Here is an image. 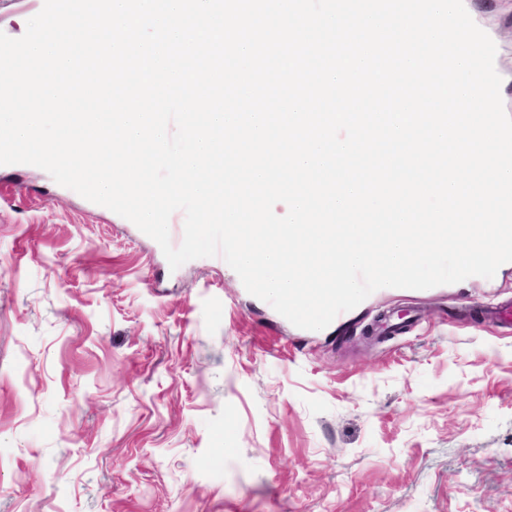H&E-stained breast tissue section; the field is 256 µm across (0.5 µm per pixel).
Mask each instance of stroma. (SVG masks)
Masks as SVG:
<instances>
[{
    "label": "stroma",
    "mask_w": 512,
    "mask_h": 512,
    "mask_svg": "<svg viewBox=\"0 0 512 512\" xmlns=\"http://www.w3.org/2000/svg\"><path fill=\"white\" fill-rule=\"evenodd\" d=\"M512 74V0H473ZM512 269L303 330L0 167V512H512Z\"/></svg>",
    "instance_id": "35a3bbf8"
}]
</instances>
